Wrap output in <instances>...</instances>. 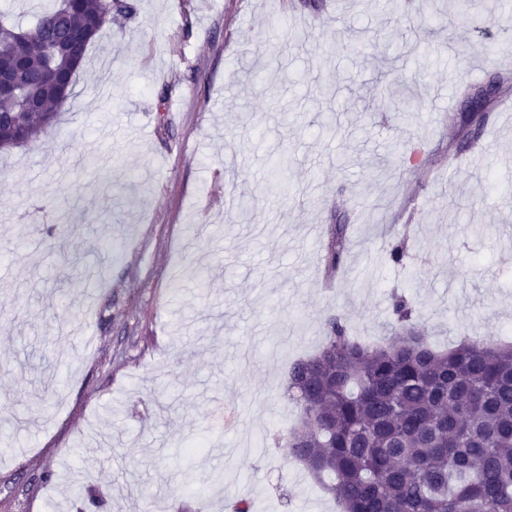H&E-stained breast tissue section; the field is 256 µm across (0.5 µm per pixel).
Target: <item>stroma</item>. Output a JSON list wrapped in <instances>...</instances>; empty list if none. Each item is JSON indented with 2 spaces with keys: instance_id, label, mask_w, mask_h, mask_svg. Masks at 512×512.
<instances>
[{
  "instance_id": "obj_1",
  "label": "stroma",
  "mask_w": 512,
  "mask_h": 512,
  "mask_svg": "<svg viewBox=\"0 0 512 512\" xmlns=\"http://www.w3.org/2000/svg\"><path fill=\"white\" fill-rule=\"evenodd\" d=\"M131 2L0 152V512H73L77 482L85 512H338L285 395L328 318L376 342L402 296L438 346L512 337V89L465 155L451 120L457 75L512 73V0H478L486 38L450 0ZM349 225L342 224L336 217V224H330L325 245V268L327 273H337L344 265L349 251Z\"/></svg>"
}]
</instances>
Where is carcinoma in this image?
<instances>
[{
	"label": "carcinoma",
	"mask_w": 512,
	"mask_h": 512,
	"mask_svg": "<svg viewBox=\"0 0 512 512\" xmlns=\"http://www.w3.org/2000/svg\"><path fill=\"white\" fill-rule=\"evenodd\" d=\"M133 12L127 0H48L25 30L0 22V59H19L16 75L39 101L38 111L0 96V149L39 137L73 92L89 46L114 16ZM479 103L478 125L457 151L465 152L493 121L485 86L460 87ZM391 112L410 100L381 87ZM349 225H329L325 268L339 271L349 251ZM388 260L403 262L406 240L385 245ZM399 327L382 344L350 335L340 317L313 356L288 371V400L301 408L290 455L341 512H512V345L468 338L440 350L411 323L399 300Z\"/></svg>",
	"instance_id": "1"
}]
</instances>
